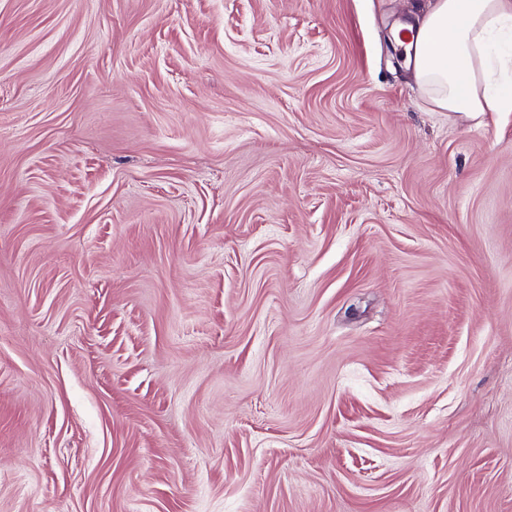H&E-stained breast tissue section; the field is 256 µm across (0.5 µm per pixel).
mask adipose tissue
Wrapping results in <instances>:
<instances>
[{"mask_svg": "<svg viewBox=\"0 0 512 512\" xmlns=\"http://www.w3.org/2000/svg\"><path fill=\"white\" fill-rule=\"evenodd\" d=\"M408 29L404 50L430 111L512 112V56L490 51L512 45V0H428Z\"/></svg>", "mask_w": 512, "mask_h": 512, "instance_id": "ef3b65f1", "label": "adipose tissue"}]
</instances>
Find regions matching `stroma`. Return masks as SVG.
<instances>
[{
	"mask_svg": "<svg viewBox=\"0 0 512 512\" xmlns=\"http://www.w3.org/2000/svg\"><path fill=\"white\" fill-rule=\"evenodd\" d=\"M416 0H0V512H512V112ZM406 27L404 48L415 84L432 112L475 119L512 112V53L505 61L490 45L512 46V0H425Z\"/></svg>",
	"mask_w": 512,
	"mask_h": 512,
	"instance_id": "obj_1",
	"label": "stroma"
}]
</instances>
